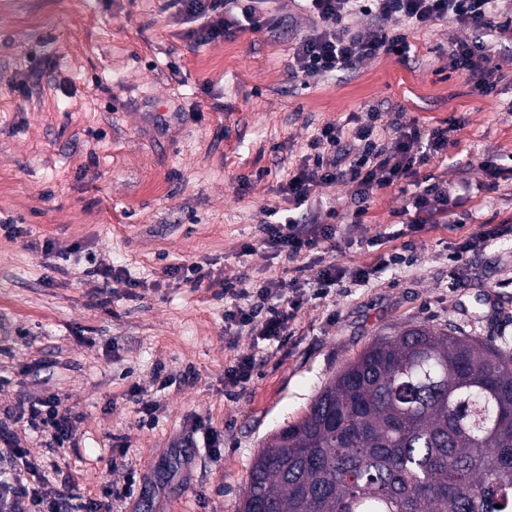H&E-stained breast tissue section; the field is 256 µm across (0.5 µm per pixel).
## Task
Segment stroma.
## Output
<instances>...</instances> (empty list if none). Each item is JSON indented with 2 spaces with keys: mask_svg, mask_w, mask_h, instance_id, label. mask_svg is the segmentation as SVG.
Here are the masks:
<instances>
[{
  "mask_svg": "<svg viewBox=\"0 0 512 512\" xmlns=\"http://www.w3.org/2000/svg\"><path fill=\"white\" fill-rule=\"evenodd\" d=\"M163 4L0 0V215L20 227L0 234V376L10 377L0 419L22 396L58 394L81 417L70 465L86 495L98 496L102 473L118 488L137 473L133 496L113 499L112 512H237L260 449L376 338L424 322L512 347V79L475 91L448 65L449 47L473 33L443 21L409 31L408 58L379 55L307 88L288 69L308 25L295 0L276 2L285 28L210 44L194 43ZM371 107L384 128H447V149L416 178L447 184L460 228L408 231L398 214L409 197L394 186L371 195L356 224L350 186H322L311 215L322 222L335 210L336 238L311 257L368 268L369 282L306 294L282 341L233 335L217 288L167 268L202 262L213 279L253 287L293 279L294 262L262 244L268 212L288 208L280 187L309 140L335 124L351 144L350 116ZM484 161L502 170L495 189ZM484 225L498 238L457 256ZM46 238L53 270L36 247ZM394 250L402 263L379 266ZM92 260L140 286L113 283L101 305ZM243 354L255 358L251 377L228 386L224 370ZM23 364L49 365L50 382L21 376ZM189 368L196 381L181 383ZM160 369L172 379L164 389ZM134 384L160 398L154 425L138 421ZM198 417L221 432L220 461L188 442ZM110 433L130 445L117 467Z\"/></svg>",
  "mask_w": 512,
  "mask_h": 512,
  "instance_id": "stroma-1",
  "label": "stroma"
}]
</instances>
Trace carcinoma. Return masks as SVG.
<instances>
[{"instance_id":"1","label":"carcinoma","mask_w":512,"mask_h":512,"mask_svg":"<svg viewBox=\"0 0 512 512\" xmlns=\"http://www.w3.org/2000/svg\"><path fill=\"white\" fill-rule=\"evenodd\" d=\"M239 512H512V349L377 338L258 453Z\"/></svg>"}]
</instances>
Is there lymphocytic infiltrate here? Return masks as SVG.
<instances>
[{
	"instance_id": "1",
	"label": "lymphocytic infiltrate",
	"mask_w": 512,
	"mask_h": 512,
	"mask_svg": "<svg viewBox=\"0 0 512 512\" xmlns=\"http://www.w3.org/2000/svg\"><path fill=\"white\" fill-rule=\"evenodd\" d=\"M176 16L189 24L190 37L199 44L221 41L238 32H258L278 24L268 8L270 0H166ZM314 21L294 43L291 73L304 85L323 76L353 69L364 59L381 54L407 57L411 45L406 28L424 29L446 20L474 32L475 37L455 43L448 53L452 70L466 75L479 93L490 92L502 65L492 64L483 35L512 37V17H501L499 0H300ZM367 16L371 25L358 29L354 20ZM396 28L389 29L385 20ZM378 112L367 111L353 129L356 149L341 144L342 128L324 126L308 145L304 163L282 187L295 206L308 203L316 189L342 183L355 197L367 199L374 191L409 177L415 166L441 153L448 145L447 131L419 124L393 122V137L382 142L377 129ZM455 205L446 186L435 182L416 187L405 222L415 231L437 223ZM263 244L274 255L291 260L317 249L336 237L332 224L306 225L294 216L278 217L263 227ZM224 295L230 305L224 321L236 333L257 334L277 341L288 333V323L300 308L301 296L291 295L280 280L256 288L228 279ZM9 423L0 424V512H112L114 490L103 482L98 497L84 495L68 468L60 462L44 466L23 446L17 427L37 433L52 448L76 447L77 417L51 395L22 398L9 409Z\"/></svg>"
}]
</instances>
